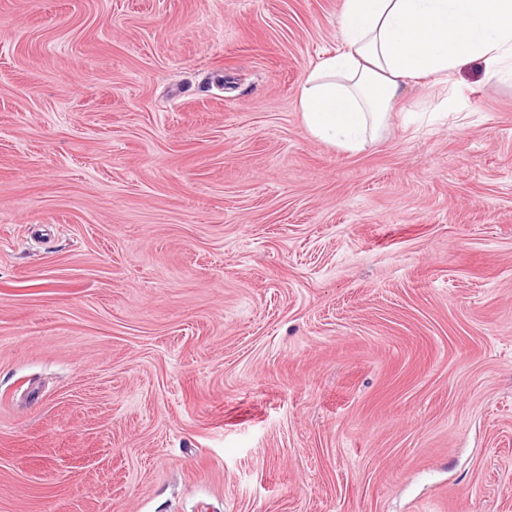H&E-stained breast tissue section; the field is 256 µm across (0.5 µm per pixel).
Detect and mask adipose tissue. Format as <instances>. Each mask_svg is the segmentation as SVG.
<instances>
[{
    "instance_id": "adipose-tissue-1",
    "label": "adipose tissue",
    "mask_w": 512,
    "mask_h": 512,
    "mask_svg": "<svg viewBox=\"0 0 512 512\" xmlns=\"http://www.w3.org/2000/svg\"><path fill=\"white\" fill-rule=\"evenodd\" d=\"M338 32L298 108L313 138L349 153L378 138L402 86L444 84L475 62L512 71V0H343Z\"/></svg>"
}]
</instances>
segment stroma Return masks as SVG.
Wrapping results in <instances>:
<instances>
[{
    "instance_id": "35a3bbf8",
    "label": "stroma",
    "mask_w": 512,
    "mask_h": 512,
    "mask_svg": "<svg viewBox=\"0 0 512 512\" xmlns=\"http://www.w3.org/2000/svg\"><path fill=\"white\" fill-rule=\"evenodd\" d=\"M343 0H0V512H512V79L351 154Z\"/></svg>"
}]
</instances>
